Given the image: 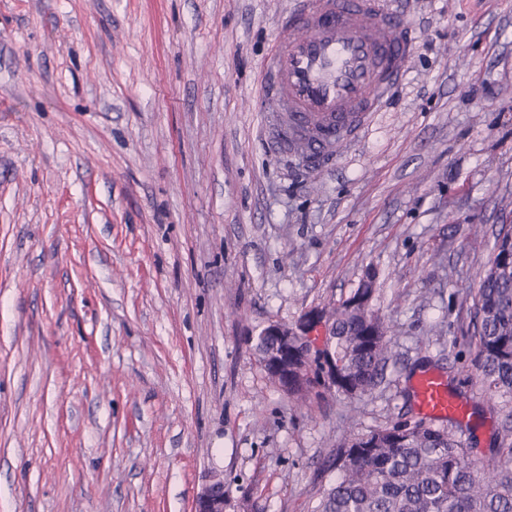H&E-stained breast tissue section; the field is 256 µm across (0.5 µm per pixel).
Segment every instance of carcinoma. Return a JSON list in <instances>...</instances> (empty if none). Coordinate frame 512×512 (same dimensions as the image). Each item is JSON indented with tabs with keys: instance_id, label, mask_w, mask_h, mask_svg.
Wrapping results in <instances>:
<instances>
[{
	"instance_id": "carcinoma-1",
	"label": "carcinoma",
	"mask_w": 512,
	"mask_h": 512,
	"mask_svg": "<svg viewBox=\"0 0 512 512\" xmlns=\"http://www.w3.org/2000/svg\"><path fill=\"white\" fill-rule=\"evenodd\" d=\"M373 292L364 282L332 308L334 328L325 353L313 352L314 376L329 360L358 396H371L384 379L392 336L384 319L364 299ZM465 299L481 314L473 334L454 337L474 351L473 365L487 402L512 418V236H498L493 258L476 289ZM401 436L392 426L354 434L336 449L339 476L324 488L313 512H512V427L505 426L489 457L465 445L445 426L406 422Z\"/></svg>"
}]
</instances>
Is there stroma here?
Listing matches in <instances>:
<instances>
[{
  "label": "stroma",
  "mask_w": 512,
  "mask_h": 512,
  "mask_svg": "<svg viewBox=\"0 0 512 512\" xmlns=\"http://www.w3.org/2000/svg\"><path fill=\"white\" fill-rule=\"evenodd\" d=\"M398 2L406 82L313 168L259 101L295 0H0V512H191L214 470L227 512H311L420 373L483 405L448 340L512 227V0ZM369 277L383 384L289 398L254 338Z\"/></svg>",
  "instance_id": "35a3bbf8"
}]
</instances>
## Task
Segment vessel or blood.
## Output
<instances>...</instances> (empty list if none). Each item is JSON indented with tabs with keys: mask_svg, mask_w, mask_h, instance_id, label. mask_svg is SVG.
I'll list each match as a JSON object with an SVG mask.
<instances>
[{
	"mask_svg": "<svg viewBox=\"0 0 512 512\" xmlns=\"http://www.w3.org/2000/svg\"><path fill=\"white\" fill-rule=\"evenodd\" d=\"M415 40L391 0H303L263 64L260 96L280 147L340 156L403 84ZM416 395L426 415L462 412L438 375L421 376Z\"/></svg>",
	"mask_w": 512,
	"mask_h": 512,
	"instance_id": "1",
	"label": "vessel or blood"
}]
</instances>
